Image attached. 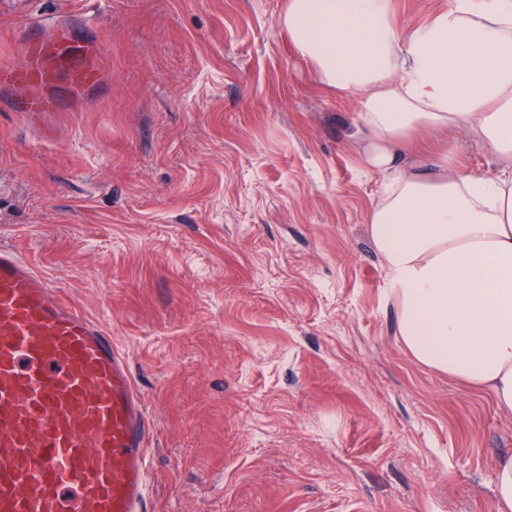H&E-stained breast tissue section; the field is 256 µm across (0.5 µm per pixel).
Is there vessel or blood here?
<instances>
[{"instance_id":"b4317fda","label":"vessel or blood","mask_w":512,"mask_h":512,"mask_svg":"<svg viewBox=\"0 0 512 512\" xmlns=\"http://www.w3.org/2000/svg\"><path fill=\"white\" fill-rule=\"evenodd\" d=\"M0 89L32 125L61 111L54 86L99 88L105 49L33 20ZM151 425L104 326L17 250L0 246V512H143Z\"/></svg>"}]
</instances>
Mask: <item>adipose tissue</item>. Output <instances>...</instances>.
Masks as SVG:
<instances>
[{"mask_svg": "<svg viewBox=\"0 0 512 512\" xmlns=\"http://www.w3.org/2000/svg\"><path fill=\"white\" fill-rule=\"evenodd\" d=\"M282 24L318 80L357 104L362 164L384 178L370 233L398 341L512 414V0H450L407 28L392 0H288ZM451 129L486 145L492 174L457 171L447 153L398 165L410 132Z\"/></svg>", "mask_w": 512, "mask_h": 512, "instance_id": "ef3b65f1", "label": "adipose tissue"}]
</instances>
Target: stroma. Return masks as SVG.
I'll use <instances>...</instances> for the list:
<instances>
[{
  "label": "stroma",
  "instance_id": "1",
  "mask_svg": "<svg viewBox=\"0 0 512 512\" xmlns=\"http://www.w3.org/2000/svg\"><path fill=\"white\" fill-rule=\"evenodd\" d=\"M288 0H0L108 49L100 89L29 127L0 106V245L121 347L154 424L146 512H496L512 417L395 336L381 178ZM454 147L419 135L402 158Z\"/></svg>",
  "mask_w": 512,
  "mask_h": 512
}]
</instances>
